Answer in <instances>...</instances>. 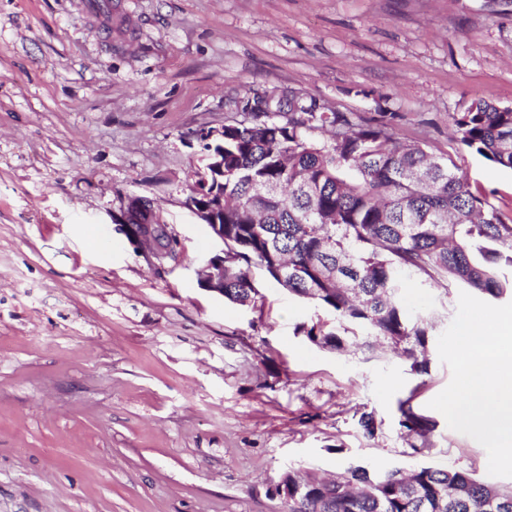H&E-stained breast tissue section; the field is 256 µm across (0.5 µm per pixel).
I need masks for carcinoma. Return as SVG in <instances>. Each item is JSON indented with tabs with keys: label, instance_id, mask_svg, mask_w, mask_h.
<instances>
[{
	"label": "carcinoma",
	"instance_id": "obj_1",
	"mask_svg": "<svg viewBox=\"0 0 512 512\" xmlns=\"http://www.w3.org/2000/svg\"><path fill=\"white\" fill-rule=\"evenodd\" d=\"M272 100L244 96L250 125H224V250L235 261L224 271V300L255 302L256 267L276 280L288 261L289 294L331 312L301 327L314 345L340 351L365 332L397 352L417 374L427 372L429 315L408 313L406 278L444 289L512 295V219L474 193L450 156L420 141H401L398 112L371 116L326 112L313 97L288 91V111ZM453 138L487 161L512 170V107L471 101L448 115ZM400 425L430 453L433 424L410 402ZM288 490L282 512H512V486L484 481L451 465L371 471L349 466L334 480L315 469L290 470L276 485Z\"/></svg>",
	"mask_w": 512,
	"mask_h": 512
}]
</instances>
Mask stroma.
<instances>
[{
  "instance_id": "1",
  "label": "stroma",
  "mask_w": 512,
  "mask_h": 512,
  "mask_svg": "<svg viewBox=\"0 0 512 512\" xmlns=\"http://www.w3.org/2000/svg\"><path fill=\"white\" fill-rule=\"evenodd\" d=\"M296 89L332 111L399 112V139L450 154L512 214V171L452 143L475 98L512 105V8L486 0H0V512H280L283 473L488 454L428 403L458 291L407 281L431 313L405 360L300 333L324 312L261 271L241 308L201 289L213 250L188 206L194 130ZM152 199L177 240L157 265L127 232ZM411 401L434 425L416 455ZM377 423L374 438L358 424ZM399 410L401 413V427L406 429L410 437L421 439L420 446L411 445L414 453L429 454L432 448H429L427 436L432 432L434 425L428 419L417 414L408 400L400 404Z\"/></svg>"
}]
</instances>
